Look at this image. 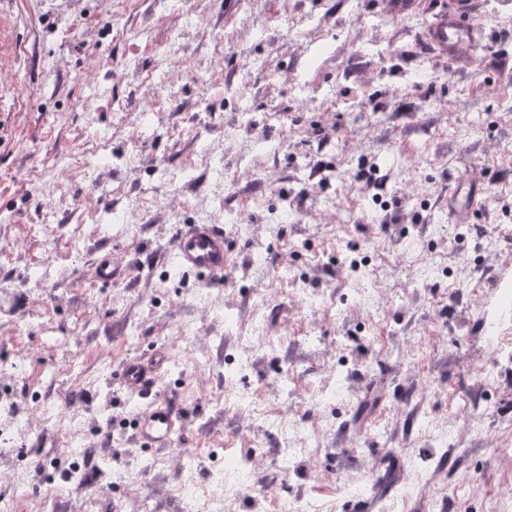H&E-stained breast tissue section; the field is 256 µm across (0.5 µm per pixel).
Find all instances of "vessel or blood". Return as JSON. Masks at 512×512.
Segmentation results:
<instances>
[{
    "mask_svg": "<svg viewBox=\"0 0 512 512\" xmlns=\"http://www.w3.org/2000/svg\"><path fill=\"white\" fill-rule=\"evenodd\" d=\"M429 35L441 50L447 52L449 60L457 61L464 59L476 42L477 28L472 21L446 10L438 14ZM481 185V180L472 176H463L454 182L448 193V210L457 223H469V211L463 202ZM174 256L180 266L202 275L223 274L231 264L227 238L223 229L215 224H196L180 233L174 242ZM125 273L123 265L106 257L97 263L93 275L97 282L109 285ZM167 362V356L162 354L151 364L133 358L123 362L118 372L123 389L146 402L138 416L137 437L143 445L154 449L174 447L186 436L180 396L156 390Z\"/></svg>",
    "mask_w": 512,
    "mask_h": 512,
    "instance_id": "vessel-or-blood-1",
    "label": "vessel or blood"
}]
</instances>
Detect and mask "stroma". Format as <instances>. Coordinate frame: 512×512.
I'll use <instances>...</instances> for the list:
<instances>
[{
  "mask_svg": "<svg viewBox=\"0 0 512 512\" xmlns=\"http://www.w3.org/2000/svg\"><path fill=\"white\" fill-rule=\"evenodd\" d=\"M475 19L478 66L456 65L425 32L441 8ZM13 42L0 78V289L14 312H0V348L30 355L15 382L20 405L67 388L73 403H103L90 428V449L122 465L143 455L115 372L123 360L164 350L160 389L178 392L188 437L174 448L196 461L199 481L223 471L226 453L271 459L286 438L275 426L209 407L202 393L223 378L181 373L189 347L210 346L234 363L237 388L270 409H288L301 431L319 434L318 458L297 453L286 470H271L238 498L234 512H280L281 495L310 500L312 512H512L500 478L512 457V369L488 395L489 414L472 428L456 421L477 406L479 371L490 361L478 304L496 301L500 274L512 266V37L486 23L512 15V0H413L402 18L381 23L385 0H7ZM207 24L221 47L188 40L189 50L215 55V66L173 79L168 45L181 31ZM307 109H296L295 86ZM496 94H489V87ZM285 113L271 122V109ZM272 136L279 150L258 159L252 174L234 152L206 162L226 139ZM439 159L421 172L418 159ZM372 173L382 197L353 186ZM427 175L431 194L415 202L404 181ZM478 175L484 199L469 224L454 223L448 188ZM224 192V225L256 224L265 252L242 242L223 276L172 275L177 235L200 223L199 199ZM144 199L140 230L127 238L114 215L127 197ZM446 227L448 254L469 277L433 272L419 261L435 225ZM109 254L130 268L113 285L122 303L95 295L91 269ZM291 261L294 279L264 311L270 329L257 353L223 335L218 310L200 300L223 286L243 300L257 262L275 277L276 259ZM378 282V293L353 297L354 281ZM407 281L424 293L399 291ZM371 319V354L357 345L308 346L303 337L357 331ZM142 343H118L128 324ZM342 377L336 395L313 406L309 386L325 362ZM448 421V442L426 428L427 416ZM62 431L55 416L38 426L41 465L63 470ZM478 484L459 504V477Z\"/></svg>",
  "mask_w": 512,
  "mask_h": 512,
  "instance_id": "stroma-1",
  "label": "stroma"
}]
</instances>
